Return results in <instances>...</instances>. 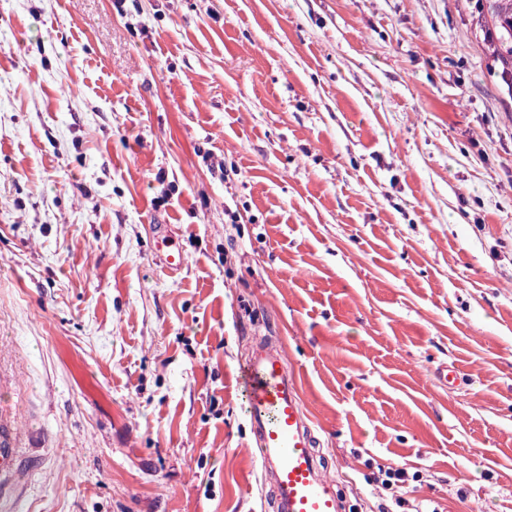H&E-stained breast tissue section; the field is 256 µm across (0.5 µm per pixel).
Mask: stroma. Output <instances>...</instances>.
<instances>
[{"label":"stroma","mask_w":512,"mask_h":512,"mask_svg":"<svg viewBox=\"0 0 512 512\" xmlns=\"http://www.w3.org/2000/svg\"><path fill=\"white\" fill-rule=\"evenodd\" d=\"M486 17L0 0V412L24 476L0 512H273L236 379L260 336L349 512L390 503L381 467L439 512H512V85ZM167 235H156V250L159 253L163 267L171 273L180 271L186 262L184 253L177 248Z\"/></svg>","instance_id":"35a3bbf8"}]
</instances>
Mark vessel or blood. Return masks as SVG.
<instances>
[{"instance_id":"vessel-or-blood-1","label":"vessel or blood","mask_w":512,"mask_h":512,"mask_svg":"<svg viewBox=\"0 0 512 512\" xmlns=\"http://www.w3.org/2000/svg\"><path fill=\"white\" fill-rule=\"evenodd\" d=\"M155 241L163 267L180 271L184 253L167 237ZM238 384L275 512H345L346 500L324 472L313 426L282 352L258 343L239 370ZM15 441L11 418L0 414V474L9 477L0 484L1 500L21 484Z\"/></svg>"}]
</instances>
